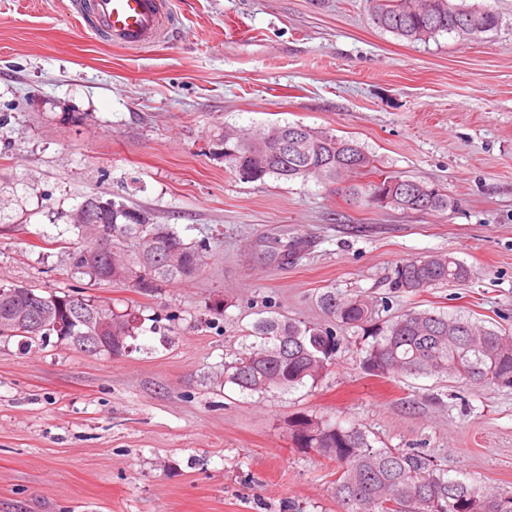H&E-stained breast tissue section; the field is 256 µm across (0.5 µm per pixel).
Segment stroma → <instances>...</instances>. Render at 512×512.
<instances>
[{"label": "stroma", "mask_w": 512, "mask_h": 512, "mask_svg": "<svg viewBox=\"0 0 512 512\" xmlns=\"http://www.w3.org/2000/svg\"><path fill=\"white\" fill-rule=\"evenodd\" d=\"M169 2L183 36L129 51L70 0H0V284L140 321L119 357L0 339V512H341L337 465L298 447V414L512 491V389L366 376L350 335L316 386L247 396L223 381L260 319L331 326L328 290L512 330V0H463L498 27L426 42L377 27L368 0ZM286 122L356 139L453 208L369 207L313 179L227 170L222 126ZM92 194L174 225L205 267L149 294L72 278L66 216ZM284 232L305 250L267 261L259 241ZM448 252L468 283L390 294L397 265Z\"/></svg>", "instance_id": "1"}]
</instances>
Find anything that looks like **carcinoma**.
Masks as SVG:
<instances>
[{
	"mask_svg": "<svg viewBox=\"0 0 512 512\" xmlns=\"http://www.w3.org/2000/svg\"><path fill=\"white\" fill-rule=\"evenodd\" d=\"M372 19L379 27L408 41H426L443 33L480 34L495 29L497 15L490 9L456 4L453 0H369ZM292 124H276L251 136L224 127V164L243 182L267 178L292 181H340L374 174L383 183L398 182L410 191L395 209L404 212H445L454 202L435 186L379 170L374 155L356 140L329 131L301 126L302 133L288 149L279 138L288 137ZM374 181L344 187L345 194L373 205ZM88 219L73 228L88 232L68 253L70 270L93 282L102 281L103 268L89 265L82 252L95 244L100 229L112 231V253L119 269L112 282L148 294L168 283L190 279L203 266L202 251L184 242L168 224H156L145 211L122 203L86 197L78 204ZM161 244L181 254L176 265L154 258L156 236ZM301 248L296 237L275 238L263 255L278 264L288 262ZM470 269L454 255H428L396 266L389 288L395 293H418L452 286L469 279ZM324 312L338 328L366 342L361 367L371 376H448L469 386L512 387V336L478 325L470 318L444 311L407 310L383 320L370 303L359 297H340L332 291L320 296ZM23 306H32L43 324L73 318L83 336H102L99 316L112 318V335L122 337L102 352L119 356L127 340L136 336V318L103 301L77 294H44L24 286H0V323L13 321ZM16 336L31 342L47 337L46 330L24 321ZM234 361L224 366V382L244 394L272 390L288 393L316 384L329 370L339 349L330 329L303 322L267 317L259 320ZM292 437L301 448H311L338 465L334 494L343 512H512V492L480 488L448 475V470L419 451L375 448L364 431L333 418L296 415Z\"/></svg>",
	"mask_w": 512,
	"mask_h": 512,
	"instance_id": "cac0c4a2",
	"label": "carcinoma"
}]
</instances>
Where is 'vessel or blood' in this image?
Masks as SVG:
<instances>
[{"instance_id":"vessel-or-blood-1","label":"vessel or blood","mask_w":512,"mask_h":512,"mask_svg":"<svg viewBox=\"0 0 512 512\" xmlns=\"http://www.w3.org/2000/svg\"><path fill=\"white\" fill-rule=\"evenodd\" d=\"M70 4L74 13L93 19L95 35L129 50L173 39L181 28L168 0H70Z\"/></svg>"}]
</instances>
